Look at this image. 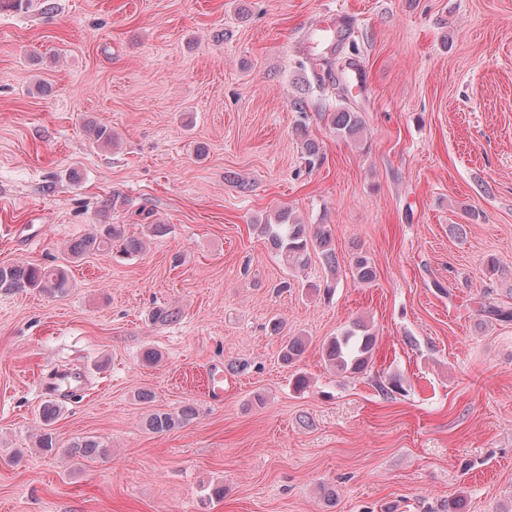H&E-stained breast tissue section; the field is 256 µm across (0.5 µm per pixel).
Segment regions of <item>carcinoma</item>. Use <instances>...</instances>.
Returning <instances> with one entry per match:
<instances>
[{"label":"carcinoma","mask_w":512,"mask_h":512,"mask_svg":"<svg viewBox=\"0 0 512 512\" xmlns=\"http://www.w3.org/2000/svg\"><path fill=\"white\" fill-rule=\"evenodd\" d=\"M333 125L344 137L357 139L363 131V121L356 112L341 110L333 114ZM259 232L266 236L280 252L286 263L293 267L308 264L311 252H320L329 265L331 276H336V262L333 256V237L330 225L317 224L314 229L300 223L289 210L279 211L274 222L259 225ZM119 243L118 253L131 256L140 253L145 243L142 239L125 236L124 227L119 224H105L94 233L70 246V253L80 257L88 253H107L114 243ZM352 274L357 281L367 283L374 277L370 259L359 252L352 259ZM70 288L66 269L60 265L42 267L26 263L0 265V291L14 293L29 289H39L53 294H64ZM375 336L361 320H356L342 329L339 335L323 344L325 361L338 372L361 374L365 372L373 358ZM305 350V340L301 337L288 339L281 350V359L292 364ZM57 416V406L48 401L42 408V429L36 437V446L45 455H55L62 451L69 457L94 459L106 453L99 442L85 438L60 449L52 425ZM196 417V410L184 406L178 411L153 413L147 419V428L153 432H166L181 427Z\"/></svg>","instance_id":"cac0c4a2"}]
</instances>
